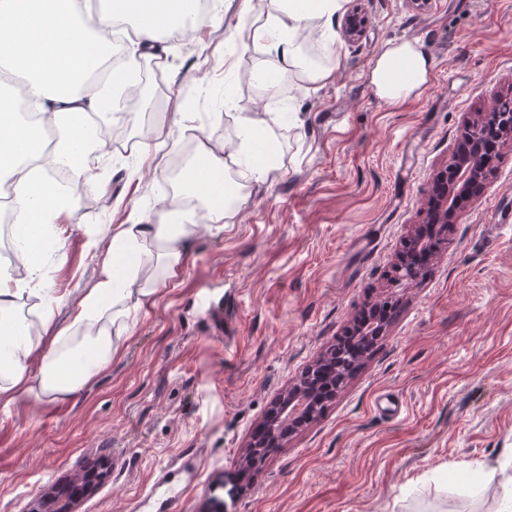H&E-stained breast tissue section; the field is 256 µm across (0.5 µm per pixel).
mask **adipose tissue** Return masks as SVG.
Segmentation results:
<instances>
[{
    "mask_svg": "<svg viewBox=\"0 0 512 512\" xmlns=\"http://www.w3.org/2000/svg\"><path fill=\"white\" fill-rule=\"evenodd\" d=\"M275 2L274 14L249 32L270 55L252 80L271 95L287 77L311 85L331 80L335 61L309 58L300 35L316 19L323 41L334 45L333 22L344 0ZM192 3L98 0L92 15L84 0H0V185H14L13 238L29 271L20 279L9 264H0V410L31 398L64 402L82 390L123 352L133 320L155 298L156 279L175 276L182 265L197 231L194 209L165 207L155 215L132 210L126 223L112 229L94 288L73 304L67 324L51 325L61 299L41 277V257H64L65 241L50 227L67 207L51 172L64 168L73 179L86 178L93 160L104 154L89 119H107L108 95H89L81 87L102 72L112 27L133 24L137 51L153 56L161 37L188 34ZM431 68L420 43H389L376 55L367 81L379 99L398 103L419 93ZM14 79L24 83L37 122L23 119L16 98L6 92ZM273 139V129L249 115L239 117L228 153L199 139L184 177L207 210L211 232H223L225 220L245 201V189L267 180L274 168L268 152ZM31 293L40 300L35 320L17 311L18 299Z\"/></svg>",
    "mask_w": 512,
    "mask_h": 512,
    "instance_id": "obj_1",
    "label": "adipose tissue"
}]
</instances>
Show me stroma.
<instances>
[{"mask_svg":"<svg viewBox=\"0 0 512 512\" xmlns=\"http://www.w3.org/2000/svg\"><path fill=\"white\" fill-rule=\"evenodd\" d=\"M360 5L363 37L337 39L339 67L316 87L293 81L271 96L252 85L268 51L243 40L258 14L243 0H216L207 26L147 59L163 80L124 111L123 142L155 128L166 145L134 181L137 152L110 148L70 197L58 226L66 256L42 263L66 299L57 324L100 276L89 238L110 239L131 209L169 200L187 145H228L238 113L264 112L279 166L223 234L198 213L181 269L75 399L0 412V512H39L98 461L106 476L76 512H134L188 448L203 457L179 512H489L459 475L512 476V223L494 219L512 210V145L421 275L396 282L391 270L465 117L512 96V0ZM404 40L421 43L433 69L421 94L392 105L366 73L385 43ZM379 301L397 312L346 387L239 489L245 444L276 397ZM211 304L231 339L212 331Z\"/></svg>","mask_w":512,"mask_h":512,"instance_id":"1","label":"stroma"}]
</instances>
